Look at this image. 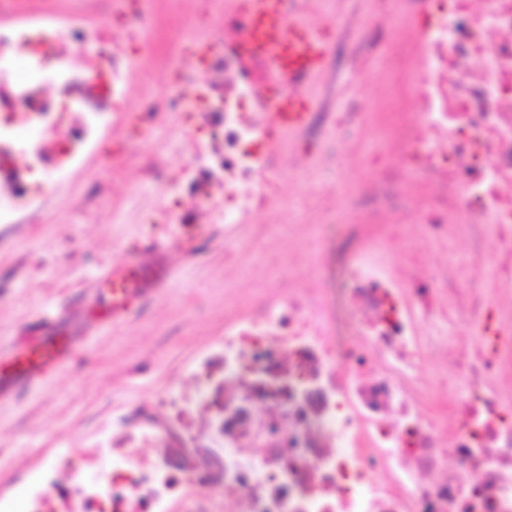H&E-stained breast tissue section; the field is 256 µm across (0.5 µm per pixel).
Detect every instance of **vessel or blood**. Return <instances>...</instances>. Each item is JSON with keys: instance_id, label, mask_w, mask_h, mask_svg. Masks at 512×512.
Masks as SVG:
<instances>
[{"instance_id": "b4317fda", "label": "vessel or blood", "mask_w": 512, "mask_h": 512, "mask_svg": "<svg viewBox=\"0 0 512 512\" xmlns=\"http://www.w3.org/2000/svg\"><path fill=\"white\" fill-rule=\"evenodd\" d=\"M239 8L249 23L251 49L264 58L276 76L265 97L272 123L277 130L296 131L305 125L310 111V100L301 87L319 73L327 40L306 20H287L286 0H241ZM161 282V275L145 261L105 273L97 288L108 294L109 301L99 321L123 322L141 292ZM41 327V335L26 336L8 355H0V398L59 371L76 356L78 343L70 332L58 330L47 318Z\"/></svg>"}]
</instances>
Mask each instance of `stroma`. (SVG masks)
Returning <instances> with one entry per match:
<instances>
[{
    "mask_svg": "<svg viewBox=\"0 0 512 512\" xmlns=\"http://www.w3.org/2000/svg\"><path fill=\"white\" fill-rule=\"evenodd\" d=\"M375 68L335 60L312 100L316 112H339L353 94L376 95ZM123 131H106L96 153L70 178L45 223L0 228V350L51 316L86 330L79 355L63 370L0 401V491L22 498L39 467L87 447L128 396H147L224 333V287L246 301L257 283L225 282L224 227L200 224L198 256L162 247L154 225L128 224L120 208L138 174H113L109 157ZM110 192L94 216L72 210L100 180ZM159 258L165 279L143 292L124 322L98 325L95 283L134 257Z\"/></svg>",
    "mask_w": 512,
    "mask_h": 512,
    "instance_id": "35a3bbf8",
    "label": "stroma"
}]
</instances>
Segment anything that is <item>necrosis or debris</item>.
<instances>
[{
	"label": "necrosis or debris",
	"mask_w": 512,
	"mask_h": 512,
	"mask_svg": "<svg viewBox=\"0 0 512 512\" xmlns=\"http://www.w3.org/2000/svg\"><path fill=\"white\" fill-rule=\"evenodd\" d=\"M110 3L0 0V227L44 223L125 120L112 169L137 167L149 223L174 244L223 225L249 268L237 233L287 209L289 152L246 18ZM384 42L374 108L359 94L294 135L367 177L342 204L324 185L316 238L267 243L275 287L0 512H512V0H371L350 63ZM143 49L164 92L131 81ZM461 241L464 265L428 269Z\"/></svg>",
	"instance_id": "1"
}]
</instances>
